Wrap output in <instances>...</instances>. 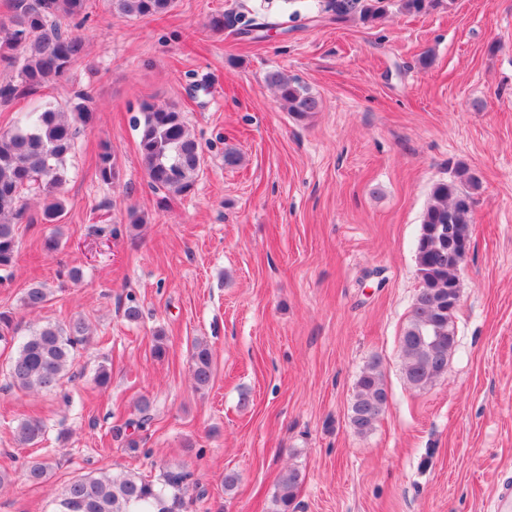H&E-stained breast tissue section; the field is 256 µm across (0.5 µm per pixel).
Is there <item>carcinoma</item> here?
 I'll use <instances>...</instances> for the list:
<instances>
[{"mask_svg":"<svg viewBox=\"0 0 512 512\" xmlns=\"http://www.w3.org/2000/svg\"><path fill=\"white\" fill-rule=\"evenodd\" d=\"M389 0H333L336 17L358 15L364 23L381 18ZM440 0H398L407 13H425ZM174 0H110L120 17H156L168 13ZM87 15V0H13L12 13L0 23V61L17 68V80L0 84V102L36 92L48 83L62 84L72 65L83 56L81 38L70 23ZM278 100L292 115L305 119L320 108L318 98L299 80L282 71L266 75ZM87 93L77 95L67 112L46 107L29 113L14 127L0 131V270L10 269L18 252L16 225L23 223L27 205L19 204L21 194L34 193L43 200L41 220L58 224L64 215L59 197L66 182L67 161L75 149L80 127L93 119ZM139 133V153L148 185L162 198L191 192L204 164L199 143L192 136L182 112L173 106L145 104L133 116ZM101 181L118 176L117 161L109 150L99 157ZM482 184L480 174L458 164L453 175L436 183L422 219L415 256L420 289L401 338L403 374L407 384L422 388L448 370V353L455 335L449 298L456 271L465 260L459 253L470 244L474 195ZM48 300L47 289L36 286L22 297L24 308L35 311ZM89 324L81 317L67 325L48 323L19 335L12 315L0 313V342L16 347L8 364L10 386L25 393H54L62 399L64 378L75 376L79 349L90 344ZM192 377L198 390L212 378V356L203 343L194 346ZM389 395L380 363H370L359 375L351 402L350 421L359 434L369 432L384 412ZM156 403L143 399L139 416L132 421L145 428L153 419ZM46 427L38 419L26 418L15 427L17 443L34 445ZM55 462H28L26 480L32 485L48 481ZM191 474L178 466L165 465L152 480L126 475L87 474L73 480L56 499L55 512H187L181 490ZM301 483V474L290 469L282 475L276 495L277 512H290Z\"/></svg>","mask_w":512,"mask_h":512,"instance_id":"1","label":"carcinoma"}]
</instances>
